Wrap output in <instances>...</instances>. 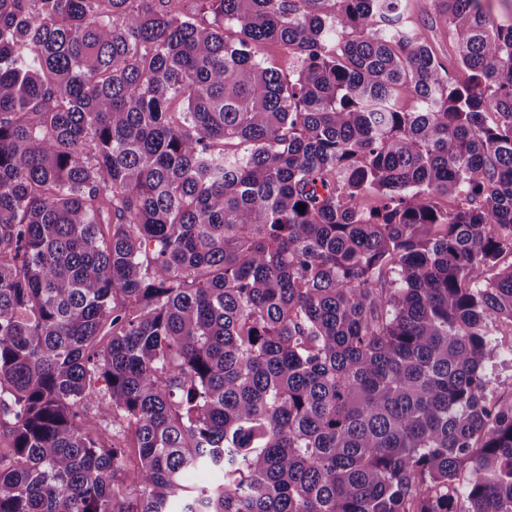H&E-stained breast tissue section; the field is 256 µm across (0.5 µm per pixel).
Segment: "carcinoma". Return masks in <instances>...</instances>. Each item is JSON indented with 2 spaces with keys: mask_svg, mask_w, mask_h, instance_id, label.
I'll use <instances>...</instances> for the list:
<instances>
[{
  "mask_svg": "<svg viewBox=\"0 0 512 512\" xmlns=\"http://www.w3.org/2000/svg\"><path fill=\"white\" fill-rule=\"evenodd\" d=\"M399 2L0 0V512H512V21ZM437 6L432 1L423 10L415 0H403L399 12L402 13L404 24L420 27L440 62L451 70L454 63L453 44L448 37L443 18L438 14ZM498 357L486 364L488 377L492 381L491 389L496 396H508L512 393V353L510 340L503 342Z\"/></svg>",
  "mask_w": 512,
  "mask_h": 512,
  "instance_id": "carcinoma-1",
  "label": "carcinoma"
}]
</instances>
